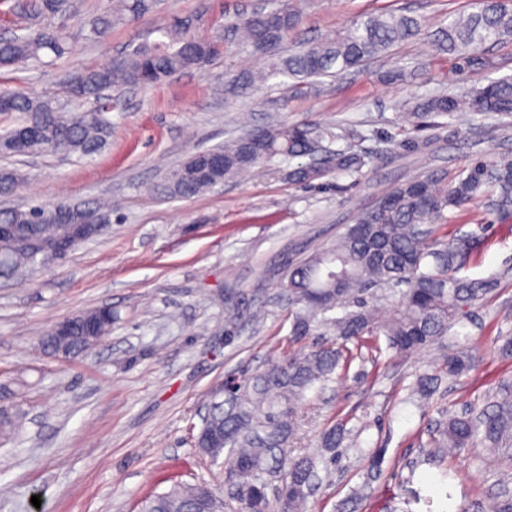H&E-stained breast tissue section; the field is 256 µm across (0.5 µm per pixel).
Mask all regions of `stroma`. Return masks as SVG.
<instances>
[{
	"label": "stroma",
	"mask_w": 512,
	"mask_h": 512,
	"mask_svg": "<svg viewBox=\"0 0 512 512\" xmlns=\"http://www.w3.org/2000/svg\"><path fill=\"white\" fill-rule=\"evenodd\" d=\"M288 2L303 20L297 36L280 44L282 55L381 11L416 17L425 34L345 77H277L230 96L228 83L267 67V55L232 32L267 0H161L154 15L103 41H77L55 64L0 75L34 95L60 92L66 75L154 40V28L174 15L195 16L199 35L223 43L203 68L148 89L113 91L112 137L99 153L0 157V167L23 174L13 195H0V209L31 200L112 203L106 234L30 272L26 282L0 278V407L23 414L16 439L0 443V512H138L144 496L176 481L225 488L226 465L194 446L200 411L226 378L304 351L288 339L281 283L289 264L334 244L360 211L415 176L433 171L450 180L467 159L512 153V127L493 114L441 116L425 129L404 119L429 93L463 95L481 84V75L457 73L432 36L448 15L473 11L475 0ZM301 122L330 131L332 148L367 154L368 164L312 188L266 166L190 198L170 197L168 176L189 156L254 128ZM463 233L481 239L463 275L512 268V218L494 214L486 199L449 212L439 229L443 237ZM101 306L116 321L96 346L71 356L44 351L54 323ZM230 315L236 329L228 339ZM453 331L408 354L382 339L367 343L344 378L308 393L292 448H316L336 422L358 434L309 512H495L512 501V451L427 456L433 430L449 413L479 411L512 383V358L500 353L512 336V278ZM459 336L476 355L469 376L445 378L431 397H413L417 376L439 371L441 350ZM379 449L375 470L371 454Z\"/></svg>",
	"instance_id": "35a3bbf8"
}]
</instances>
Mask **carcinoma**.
<instances>
[{"mask_svg": "<svg viewBox=\"0 0 512 512\" xmlns=\"http://www.w3.org/2000/svg\"><path fill=\"white\" fill-rule=\"evenodd\" d=\"M0 5L37 22L21 34L0 38V70L40 66L46 56L55 61L72 51L71 35L48 24L70 11L69 0H0ZM156 9V0H107L103 11L81 28V34L84 40L95 42L113 28L137 22ZM272 18L277 20V44L302 22L301 14L280 0L236 24L242 43L262 47ZM155 32L157 40L139 43L103 66L71 74L61 96H32L0 87V114L18 115L15 125L0 134V156L96 154L112 136L109 108L102 102L105 91L116 86L147 88L202 67L217 52L215 40L196 34L179 16L163 22ZM422 35L423 27L413 16L395 12L363 15L343 30L307 42L286 56L273 55L269 69L250 82L278 75L305 82L355 71L364 62ZM435 36L440 50L452 56L460 69L488 73L495 66L485 53L486 46L512 42V0H476V11L453 17ZM75 103L83 109H70ZM459 112L511 118L512 77H488L465 96H430L407 116L422 124L433 115ZM257 131L261 133L257 148L238 138L216 149L224 155V171L209 178L187 174L208 152L192 155L170 173L172 194L190 198L260 166L286 163L289 182L311 186L335 172L358 174L367 164L361 153L327 150L322 142L330 132L309 123L268 126L250 133ZM19 179L17 170L0 168V193L11 192ZM485 196L491 198L496 213L512 215V156L475 158L449 184L433 173L402 183L384 195L382 205L361 211L354 222L356 229L346 228L335 245L288 266L283 287L288 289L289 336L294 343L312 341L309 351L277 356L263 370L226 384L223 401L209 405L196 436L197 448L211 461L223 456L239 465L232 498L248 512H306L312 490L323 480L321 472L345 451L343 423L325 430L314 453L295 455L289 448L306 393L332 381L336 370L347 369L351 362L345 343L383 336L397 353L427 348L497 286L496 278L458 275L476 252L474 236L442 239L435 237L433 228L448 223V211L461 210ZM38 209L37 204L25 203L0 210L1 224L21 225L16 240L0 244V257L6 259L4 271L32 263L28 240H50L62 233L63 225L39 218ZM401 285L404 289L392 311L378 315L369 305L368 292ZM334 309L341 314L325 317ZM99 316L101 309L97 308L68 317L72 339L64 347L66 355L86 351V320ZM471 362L469 350L459 346L448 352L442 370L459 378L468 373ZM440 384L441 376L423 375L416 382L415 394L430 396ZM16 429L17 415L1 408L0 440H10ZM431 444L444 455L478 445L497 452L508 450L512 446V387H502L491 409L478 415L449 414ZM273 472L279 473L280 481L270 498L267 474ZM221 501L206 484H175L145 498L140 512H218Z\"/></svg>", "mask_w": 512, "mask_h": 512, "instance_id": "obj_1", "label": "carcinoma"}]
</instances>
